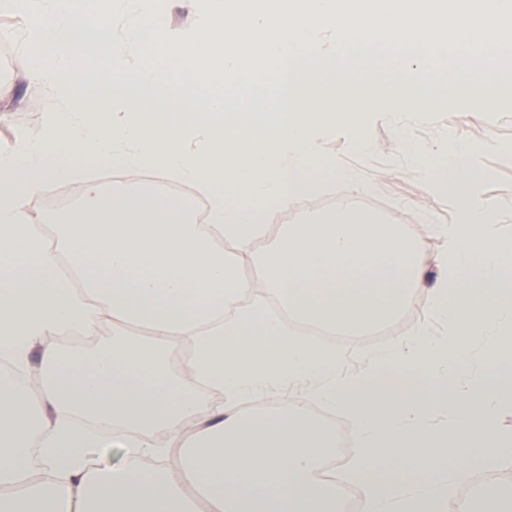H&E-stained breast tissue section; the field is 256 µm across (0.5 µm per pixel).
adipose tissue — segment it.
Masks as SVG:
<instances>
[{
	"label": "adipose tissue",
	"instance_id": "1",
	"mask_svg": "<svg viewBox=\"0 0 512 512\" xmlns=\"http://www.w3.org/2000/svg\"><path fill=\"white\" fill-rule=\"evenodd\" d=\"M186 23L172 28L155 0H93L98 31L122 16L124 35L104 50L111 95L79 48L89 42L74 0H0L31 19L36 47L31 76L58 101L38 140L0 157V357L25 362L39 352L36 393L0 373V512H336V488L315 474L335 450L333 431L306 409L284 404L256 414L241 402L288 382L308 398L345 409L358 454L350 475L364 492L362 512H439L447 479L466 483L476 462L512 446L498 432L512 404V337L485 348L496 380L466 372L463 354L487 325L512 316V278L501 272L512 239L499 234L492 204L471 186L478 148L449 143L442 189L456 203L454 223L438 227L444 277L429 296L445 337L419 327L364 370L340 378L335 347L305 342L272 320L257 289L292 317L356 336L395 316L422 280L418 245L399 227L350 205L289 224L261 259L262 279L240 277L289 199L314 182L319 140L339 125L358 130L376 104L434 109L489 97V82L470 72L476 42L512 39V0H191ZM263 46H229L223 15ZM449 19L447 63L396 57L411 38L436 40L433 22ZM379 59L391 78L362 86L350 69ZM197 76V92H168L147 111L161 62ZM268 80L280 105L252 119L230 108L225 91ZM60 154L117 158L192 185L207 199L196 223L188 202L151 191L112 192L84 178ZM78 180L76 206L55 219L60 234L44 249L27 203ZM233 243L235 252L224 250ZM71 268L60 280V259ZM146 325L147 336H114L83 363L50 339L78 326L95 331L103 316ZM191 352L171 384L168 352ZM392 364L417 377L386 375ZM223 405L201 416L196 375ZM448 414L434 424V410ZM111 422L113 435L91 437L74 418ZM169 434L170 448L153 443ZM118 447L122 463L91 460L93 448ZM37 449L43 480L29 481ZM164 455L170 464L149 465Z\"/></svg>",
	"mask_w": 512,
	"mask_h": 512
}]
</instances>
